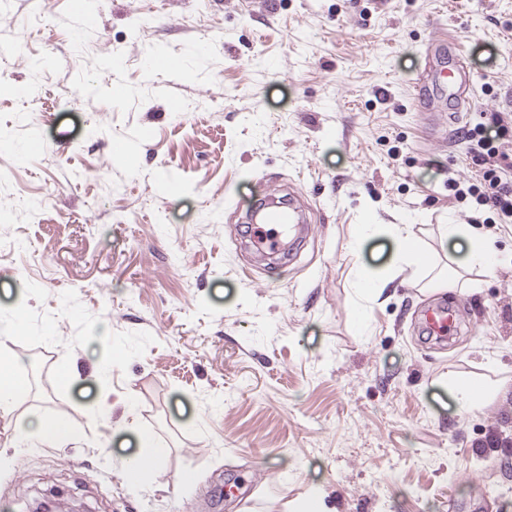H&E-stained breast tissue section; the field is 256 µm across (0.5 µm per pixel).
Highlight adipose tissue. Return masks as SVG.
I'll return each instance as SVG.
<instances>
[{
    "mask_svg": "<svg viewBox=\"0 0 512 512\" xmlns=\"http://www.w3.org/2000/svg\"><path fill=\"white\" fill-rule=\"evenodd\" d=\"M383 230L395 244L393 268L400 271L404 267H411L415 273H422L427 267V256L417 245V236L412 225L386 224L375 227L372 224L361 225L362 236H370L375 230ZM440 240L457 237L469 238L471 248L464 260L447 266L444 272L434 276L429 281L433 290L448 288L450 284L464 278L473 270L490 273L499 264V259L492 246L483 238L474 235L472 229L465 224H441L437 227ZM67 427L53 421H40L34 424L25 420H18L15 424L13 443L15 447H34L37 445H54L68 438Z\"/></svg>",
    "mask_w": 512,
    "mask_h": 512,
    "instance_id": "obj_1",
    "label": "adipose tissue"
}]
</instances>
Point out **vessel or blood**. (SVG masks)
Here are the masks:
<instances>
[{
    "instance_id": "obj_1",
    "label": "vessel or blood",
    "mask_w": 512,
    "mask_h": 512,
    "mask_svg": "<svg viewBox=\"0 0 512 512\" xmlns=\"http://www.w3.org/2000/svg\"><path fill=\"white\" fill-rule=\"evenodd\" d=\"M470 81L460 45L451 39H439L433 45L428 74L411 88L413 106L420 112H431L440 98H447L449 110H459ZM250 243L262 252L276 253L285 247V238L300 236L304 217L294 207L263 199L253 209ZM423 323L430 334L444 336L456 326L453 313L445 307L428 309Z\"/></svg>"
}]
</instances>
